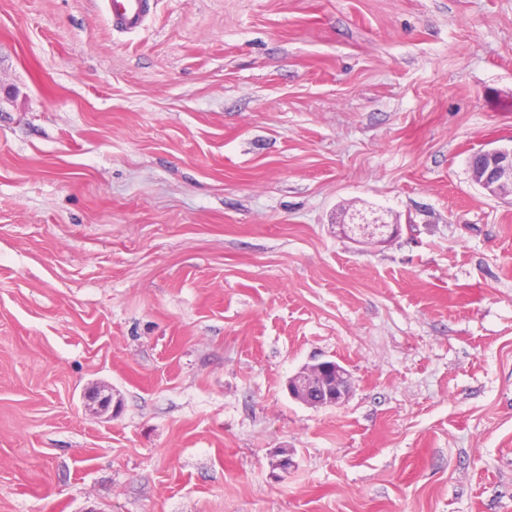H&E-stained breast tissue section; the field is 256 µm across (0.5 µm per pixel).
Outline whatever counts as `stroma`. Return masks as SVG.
I'll return each mask as SVG.
<instances>
[{"mask_svg":"<svg viewBox=\"0 0 512 512\" xmlns=\"http://www.w3.org/2000/svg\"><path fill=\"white\" fill-rule=\"evenodd\" d=\"M506 146L512 0H0V512H512ZM112 26L122 32H132L143 26L150 12L149 0H102ZM483 154L490 161V167L482 166L475 183L491 195L507 192L512 195V147L487 149ZM351 388L349 372L335 361H321L288 381L290 395L310 406L340 405Z\"/></svg>","mask_w":512,"mask_h":512,"instance_id":"35a3bbf8","label":"stroma"}]
</instances>
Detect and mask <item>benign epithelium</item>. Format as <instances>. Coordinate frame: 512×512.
Masks as SVG:
<instances>
[{
  "instance_id": "7a95c632",
  "label": "benign epithelium",
  "mask_w": 512,
  "mask_h": 512,
  "mask_svg": "<svg viewBox=\"0 0 512 512\" xmlns=\"http://www.w3.org/2000/svg\"><path fill=\"white\" fill-rule=\"evenodd\" d=\"M490 167L481 169L475 183L491 195L512 194V147L484 151ZM351 388L349 372L335 361H321L288 381L290 395L310 406L340 405Z\"/></svg>"
}]
</instances>
